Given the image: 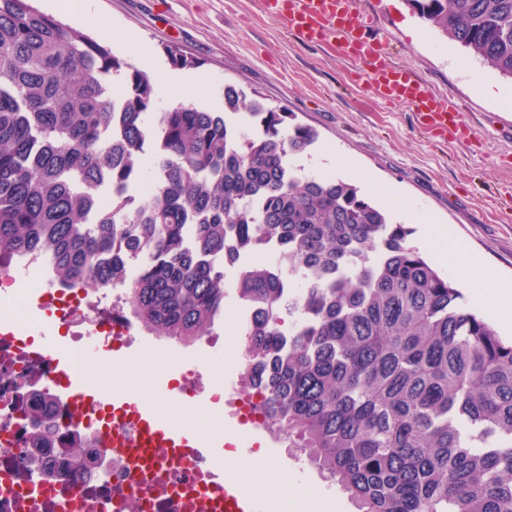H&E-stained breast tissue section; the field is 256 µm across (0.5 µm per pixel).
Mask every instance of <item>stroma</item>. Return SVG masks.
I'll return each mask as SVG.
<instances>
[{"mask_svg":"<svg viewBox=\"0 0 512 512\" xmlns=\"http://www.w3.org/2000/svg\"><path fill=\"white\" fill-rule=\"evenodd\" d=\"M93 7L90 17L74 9L58 10L56 17L129 60L143 45L163 62L172 51L196 61L204 82L176 90L161 84L160 107L185 97L208 109L222 106L228 84L248 97L284 105L296 122L317 131L318 145L336 147L343 165L339 179L349 180L354 169L367 174L361 190L410 227L412 242L430 258L437 259L438 251L425 229L441 227L447 244L465 246L512 279V80L476 63L425 25L405 0H360V9L384 32L393 60L448 98L471 128L472 144L422 132L410 107L381 103L356 81L361 63L299 42L283 22L263 13L259 0H93ZM225 280L224 319L216 328L225 338L219 357H209L204 341L185 347L156 339L152 348L173 357L176 373L207 368L218 384L230 386L238 378L231 337L245 307L234 291L236 268H226ZM108 359L126 369L114 388L144 394L152 406L173 411L177 422H192L194 432L207 435L216 447L234 443L230 459L245 461L247 452L237 445L245 428L225 415L223 404L198 397L160 401L167 376L140 369L138 347L110 353ZM105 360L86 361L94 384L107 382ZM255 438L266 465L286 469L284 488L291 497L301 498L312 488L322 503L320 512H354L349 498L327 489L307 459L291 455L263 431Z\"/></svg>","mask_w":512,"mask_h":512,"instance_id":"obj_1","label":"stroma"}]
</instances>
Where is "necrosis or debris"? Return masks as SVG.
Wrapping results in <instances>:
<instances>
[{"label": "necrosis or debris", "instance_id": "necrosis-or-debris-1", "mask_svg": "<svg viewBox=\"0 0 512 512\" xmlns=\"http://www.w3.org/2000/svg\"><path fill=\"white\" fill-rule=\"evenodd\" d=\"M34 269L26 263L0 270V308L18 330L0 337V512H210L211 494L188 449L151 448L136 455L130 449L138 437L134 414L96 399L75 411L52 386L60 356L80 360L89 336L107 351L143 344L126 314L124 289L73 292L41 279L35 291L65 342L59 351L28 333L34 325L29 299L14 284ZM179 388L223 401L242 424L263 420L260 397L247 378L225 394L209 372L198 371ZM62 446L76 448V458L56 457L54 448Z\"/></svg>", "mask_w": 512, "mask_h": 512}]
</instances>
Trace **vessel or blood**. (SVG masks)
Returning <instances> with one entry per match:
<instances>
[{
	"label": "vessel or blood",
	"mask_w": 512,
	"mask_h": 512,
	"mask_svg": "<svg viewBox=\"0 0 512 512\" xmlns=\"http://www.w3.org/2000/svg\"><path fill=\"white\" fill-rule=\"evenodd\" d=\"M262 9L279 19L304 43L338 48L346 57L366 64V81L373 95L388 103L404 102L415 111L418 125L441 139H462L466 133L452 112L447 97L434 93L409 69L394 63L375 25L363 21L357 0H260ZM181 425L171 419L151 417L140 445L159 448L185 440ZM199 469L224 488L225 512H266L264 501L241 494L225 468L219 467L209 449L197 451Z\"/></svg>",
	"instance_id": "obj_1"
}]
</instances>
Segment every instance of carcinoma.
I'll return each instance as SVG.
<instances>
[{"instance_id": "cac0c4a2", "label": "carcinoma", "mask_w": 512, "mask_h": 512, "mask_svg": "<svg viewBox=\"0 0 512 512\" xmlns=\"http://www.w3.org/2000/svg\"><path fill=\"white\" fill-rule=\"evenodd\" d=\"M406 3L512 80V0ZM158 100L147 71L0 0V258H40L69 291L124 288L145 332L184 346L213 335L236 265L265 424L357 512H512V341L387 210L290 164L318 133L285 108L234 85L222 112ZM149 141L157 175L136 203Z\"/></svg>"}]
</instances>
